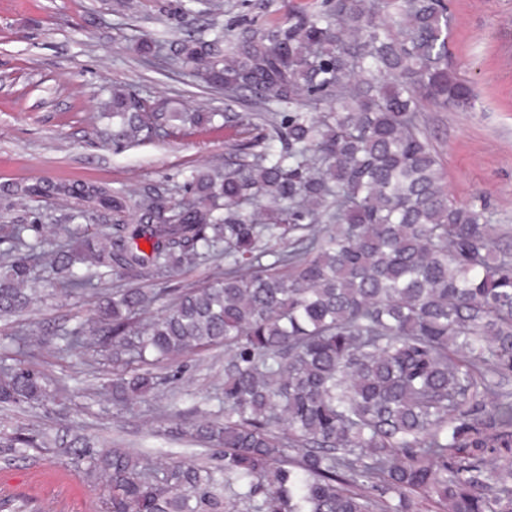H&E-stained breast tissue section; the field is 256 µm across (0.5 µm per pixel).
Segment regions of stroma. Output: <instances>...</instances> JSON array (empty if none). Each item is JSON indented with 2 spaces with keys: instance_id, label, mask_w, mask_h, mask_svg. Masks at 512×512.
Masks as SVG:
<instances>
[{
  "instance_id": "stroma-1",
  "label": "stroma",
  "mask_w": 512,
  "mask_h": 512,
  "mask_svg": "<svg viewBox=\"0 0 512 512\" xmlns=\"http://www.w3.org/2000/svg\"><path fill=\"white\" fill-rule=\"evenodd\" d=\"M301 0H224L210 14L206 0H0V186L106 183L137 192L160 186L184 195L193 169L223 167L235 129L215 123L178 130L113 150L103 139L100 102L121 84L150 99H172L190 112H220L223 92L208 88L190 69L145 66L135 50L147 38L188 33L232 35L238 20H285ZM191 11L175 16L183 5ZM452 49L458 75L476 96L473 110L424 104L423 128L436 149L444 184L459 202L483 193L493 221L512 228V0H451ZM115 217L98 211L77 218L64 201L34 198L13 208L0 200V225L39 224L55 239L61 225L107 228ZM35 271L41 293L25 313L0 319V364L12 353L11 336L31 323L71 329L92 317L97 295L55 288ZM29 362L52 381L46 405L0 406V432L88 437L95 449L115 445L146 454L156 468L175 462L219 465V452L174 437L193 409L216 416L224 395V348L215 346L179 366L150 365L164 378L159 390L131 408L113 407L107 392L112 363L103 353L36 346ZM85 460L64 448L0 450V498H63L68 512H100L104 478L87 476Z\"/></svg>"
}]
</instances>
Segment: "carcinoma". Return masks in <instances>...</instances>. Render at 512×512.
<instances>
[{"mask_svg":"<svg viewBox=\"0 0 512 512\" xmlns=\"http://www.w3.org/2000/svg\"><path fill=\"white\" fill-rule=\"evenodd\" d=\"M450 30L447 0H313L282 23L243 21L227 43L144 40V64L164 57L257 106L224 113L245 134L227 169L193 171L180 201L165 188H0L118 216L76 241L65 227L49 249L39 225L10 226L1 316L29 306L37 265L83 294L112 273L138 281L224 259L202 287L117 288L72 330L12 337L0 405L46 396L49 379L24 358L52 335L112 355L117 407L164 383L141 369L147 356L177 363L224 345V420L179 428L222 464L158 474L141 455L76 438L86 474L106 478L102 512H421L423 500L433 512H512L509 230L448 192L421 123L425 101L474 106ZM147 102L112 89L114 148L216 116ZM172 292L161 316L138 320ZM40 447L0 434V448Z\"/></svg>","mask_w":512,"mask_h":512,"instance_id":"carcinoma-1","label":"carcinoma"}]
</instances>
